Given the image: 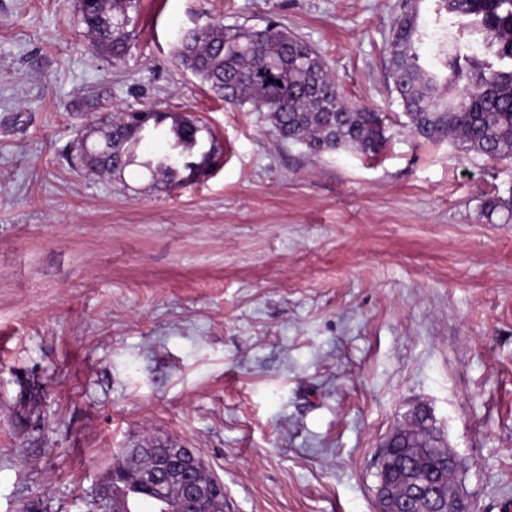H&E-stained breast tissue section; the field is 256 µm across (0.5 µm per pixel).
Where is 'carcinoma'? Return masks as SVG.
I'll return each mask as SVG.
<instances>
[{
  "label": "carcinoma",
  "mask_w": 512,
  "mask_h": 512,
  "mask_svg": "<svg viewBox=\"0 0 512 512\" xmlns=\"http://www.w3.org/2000/svg\"><path fill=\"white\" fill-rule=\"evenodd\" d=\"M138 0H77L81 22L95 50L122 63L133 42L132 17ZM447 25L429 34L415 6L400 14L389 50V78L405 109L406 126L426 141L450 138L465 152L512 158V0H436ZM469 33L463 42L459 35ZM172 59L225 102L262 112L283 142L305 146L312 155L337 149L374 152L383 140L382 117L343 101L323 60L305 41L275 21L258 29L216 21L181 30ZM456 88L454 96L446 94ZM115 108L101 124L81 134L93 139L85 164L122 178L127 167L144 168L166 187L194 182L220 155L214 137L179 113ZM406 444L391 450L387 465L406 481L431 482L441 471L432 427L410 422ZM125 470L113 482L112 504L92 512H135L144 503L137 491L139 469Z\"/></svg>",
  "instance_id": "1"
}]
</instances>
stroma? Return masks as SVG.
<instances>
[{
    "label": "stroma",
    "mask_w": 512,
    "mask_h": 512,
    "mask_svg": "<svg viewBox=\"0 0 512 512\" xmlns=\"http://www.w3.org/2000/svg\"><path fill=\"white\" fill-rule=\"evenodd\" d=\"M402 0H139L121 64L76 0H0V512H87L127 448L196 449L230 512H376L414 406L479 512L512 507V159L411 135L388 79ZM280 22L372 154L310 155L171 60L183 29ZM205 124L221 161L169 191L76 166L113 108ZM43 387L37 405L24 389Z\"/></svg>",
    "instance_id": "stroma-1"
}]
</instances>
